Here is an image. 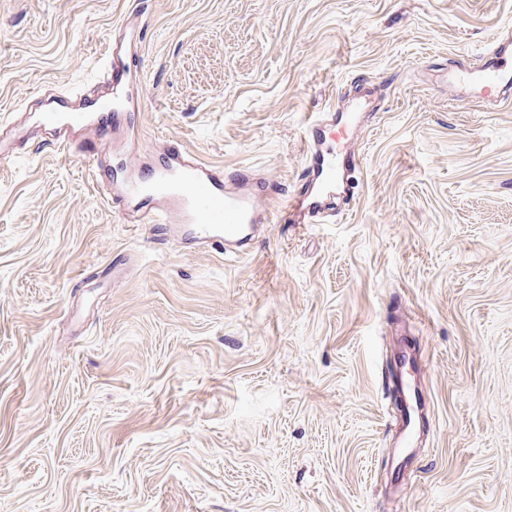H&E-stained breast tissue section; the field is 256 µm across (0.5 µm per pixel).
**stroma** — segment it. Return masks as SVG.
Instances as JSON below:
<instances>
[{"mask_svg": "<svg viewBox=\"0 0 512 512\" xmlns=\"http://www.w3.org/2000/svg\"><path fill=\"white\" fill-rule=\"evenodd\" d=\"M142 16L165 140L291 188L324 111L361 165L234 260L127 224L42 141L37 92ZM512 0H0V512H512V104L449 95ZM430 430L395 448L402 347Z\"/></svg>", "mask_w": 512, "mask_h": 512, "instance_id": "stroma-1", "label": "stroma"}]
</instances>
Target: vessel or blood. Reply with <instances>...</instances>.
<instances>
[{"label":"vessel or blood","mask_w":512,"mask_h":512,"mask_svg":"<svg viewBox=\"0 0 512 512\" xmlns=\"http://www.w3.org/2000/svg\"><path fill=\"white\" fill-rule=\"evenodd\" d=\"M133 32L132 23H125L106 45L104 91L85 93L76 100L55 95L44 119L50 142L74 148L82 163L96 174L108 200L122 204L128 223L152 224L176 234L178 240L238 257L246 254L263 225L300 224L316 217L320 195L340 170L355 160L350 144L336 150L326 144V130L341 122L336 115L307 127L301 161L309 177L286 193L277 183L262 180L250 170L227 173L207 164L175 140L163 144L160 159L148 174L114 175L112 143L135 128L137 105L130 91L133 73L127 61ZM463 77L481 101L512 97V40L502 39L481 53ZM81 128L91 131L90 146L74 143L73 133ZM281 198L287 201L284 210H270L269 202ZM396 426L399 445L407 448L421 427V418L416 413L403 415Z\"/></svg>","instance_id":"vessel-or-blood-1"}]
</instances>
